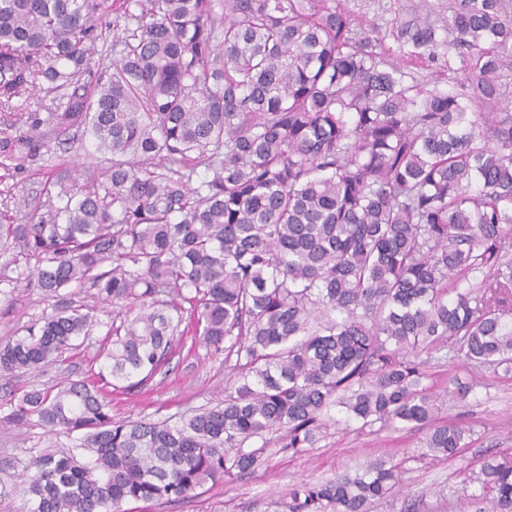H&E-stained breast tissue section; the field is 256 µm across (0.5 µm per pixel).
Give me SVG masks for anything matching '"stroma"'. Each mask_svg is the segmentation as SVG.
<instances>
[{"label": "stroma", "mask_w": 512, "mask_h": 512, "mask_svg": "<svg viewBox=\"0 0 512 512\" xmlns=\"http://www.w3.org/2000/svg\"><path fill=\"white\" fill-rule=\"evenodd\" d=\"M356 24L374 31L383 40L391 59H398L392 35L396 16L425 9L433 16L449 15L454 0H338ZM97 160L93 142L77 137L54 145L39 166L8 173L0 169V210L15 209L25 202L37 205L44 199L47 167ZM49 307L38 290L0 286V343L16 330L40 319ZM98 325L79 350L67 353L56 366L20 377L0 376V512H26L27 494L19 476L30 458L48 442L74 447L76 436H50L38 420L16 425L8 422L18 397L31 389H46L59 381L89 375L97 349L112 320L111 308L96 312ZM429 381L443 399V414L469 433L457 457L451 460L423 456L420 433L381 429L361 433L355 426L330 428L314 448L292 455L268 447L263 464L253 473L216 485H205L194 496L171 503L133 502L131 512H284L281 503L291 489L304 483H320L336 474L354 471L377 458H390L406 469L407 486L394 501L377 512H459L471 496L480 494L476 477L482 464L503 453H512V372L483 369L473 375L459 357L432 364ZM230 372L223 352L206 346L198 337H183L168 364L147 382L112 396V417L117 421L178 419L190 409L209 405L223 397ZM468 387L460 396L459 387Z\"/></svg>", "instance_id": "stroma-1"}]
</instances>
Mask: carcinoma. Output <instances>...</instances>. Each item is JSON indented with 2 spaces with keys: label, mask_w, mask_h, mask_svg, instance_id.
I'll list each match as a JSON object with an SVG mask.
<instances>
[{
  "label": "carcinoma",
  "mask_w": 512,
  "mask_h": 512,
  "mask_svg": "<svg viewBox=\"0 0 512 512\" xmlns=\"http://www.w3.org/2000/svg\"><path fill=\"white\" fill-rule=\"evenodd\" d=\"M0 0V168L19 172L81 130L102 167L50 174L0 255L51 312L0 344V375L61 361L117 308L102 385L25 392L10 420L80 435L29 462L28 512H126L299 454L337 420L423 430L457 455L427 365L463 354L512 371V71L506 0H455L395 22L406 63L336 0ZM124 22L118 58L97 43ZM455 51L472 94L406 71ZM55 92L48 104L39 93ZM477 104L488 107L481 112ZM211 176L193 185L198 168ZM217 351L224 398L169 421H115L104 389L167 363L176 337ZM261 440L255 445V440ZM376 460L288 493V512H372L404 483ZM478 512H512V455L485 462Z\"/></svg>",
  "instance_id": "cac0c4a2"
}]
</instances>
